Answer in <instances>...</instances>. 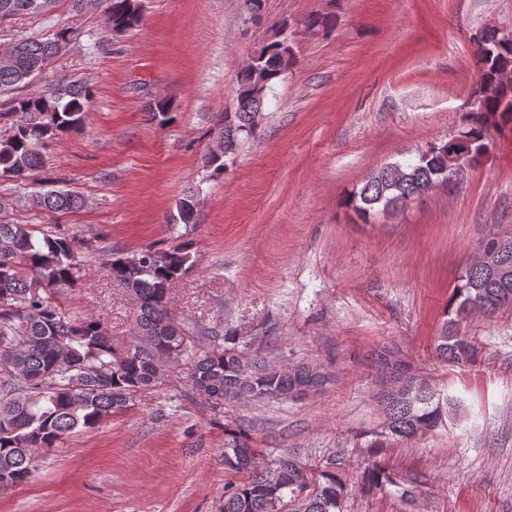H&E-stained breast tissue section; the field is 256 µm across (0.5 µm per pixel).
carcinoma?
Returning <instances> with one entry per match:
<instances>
[{
  "label": "carcinoma",
  "mask_w": 512,
  "mask_h": 512,
  "mask_svg": "<svg viewBox=\"0 0 512 512\" xmlns=\"http://www.w3.org/2000/svg\"><path fill=\"white\" fill-rule=\"evenodd\" d=\"M111 29L131 30L140 23L137 0H104ZM41 0H0V19L41 12ZM285 21L254 52L237 75L231 106L216 120L215 143L206 166L220 172L250 136L262 116L268 93L294 65ZM474 42L478 72L465 125L466 157L460 161L448 143L428 146L415 158L387 163L349 197L364 219L396 212L427 194L448 175L458 178L475 168L488 151L489 131L512 132V35L494 27L480 30ZM70 42L60 30L46 38L0 43V92L28 85ZM90 88L71 81L49 94L31 93L12 101L0 120L9 125L0 139V176L20 180L41 164L39 147L88 121ZM196 192L177 205L174 221L194 223ZM78 192L50 185L31 195L30 205L63 215L82 209ZM107 276L136 303L133 333L125 343L112 339L99 319L76 314L63 295L80 287L86 268L97 260ZM195 267L184 243L168 249L146 247L126 256L103 250L65 233L44 232L33 224H0V490L20 485L37 467L34 458L58 447L83 429H93L131 406L134 396L160 387L182 373L191 387L215 408L241 398H290L322 381L317 366L266 365L227 346L196 349L187 321L173 315L176 283ZM455 291V328L436 346L445 361L473 363L476 349L457 325L474 310L495 313L512 307V278H493L484 264L471 263ZM378 363L393 379L382 395L385 428L380 436L407 440L422 429L434 430L442 409L429 385L414 377L403 359ZM224 452L239 461L247 480L224 490V512H343L348 494L347 459L327 460L310 480L295 455L285 453L261 466L257 449L242 430L227 432ZM380 448L369 449L361 486L383 487L393 480L377 462Z\"/></svg>",
  "instance_id": "cac0c4a2"
}]
</instances>
